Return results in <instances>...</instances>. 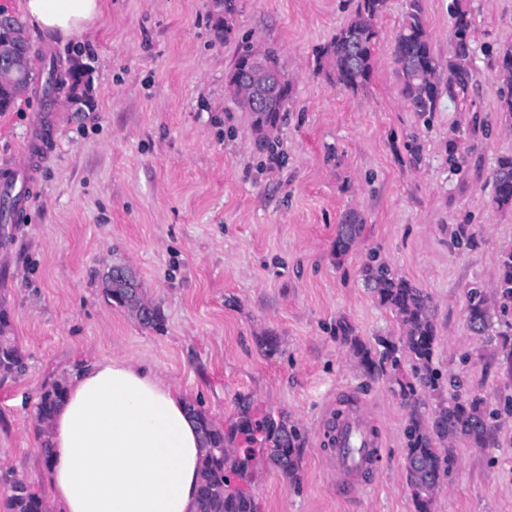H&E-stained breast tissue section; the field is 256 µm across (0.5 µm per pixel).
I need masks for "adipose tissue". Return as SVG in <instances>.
Wrapping results in <instances>:
<instances>
[{"label": "adipose tissue", "mask_w": 512, "mask_h": 512, "mask_svg": "<svg viewBox=\"0 0 512 512\" xmlns=\"http://www.w3.org/2000/svg\"><path fill=\"white\" fill-rule=\"evenodd\" d=\"M99 0H26L32 28L84 31ZM185 395L121 359L85 364L65 381L47 428L53 512H196L205 450Z\"/></svg>", "instance_id": "ef3b65f1"}]
</instances>
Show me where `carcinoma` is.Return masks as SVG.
Returning <instances> with one entry per match:
<instances>
[{"label": "carcinoma", "instance_id": "cac0c4a2", "mask_svg": "<svg viewBox=\"0 0 512 512\" xmlns=\"http://www.w3.org/2000/svg\"><path fill=\"white\" fill-rule=\"evenodd\" d=\"M388 0H358L354 15L315 55V74L341 89L358 91L371 80L377 44V20L386 12ZM472 19L468 10L456 5L450 39L459 45L458 51L444 61L438 57L426 29L422 0H408L405 19L392 43V57L399 80L400 92L408 108L424 116L438 109L440 80H445L448 98H465L473 80L470 67L472 54ZM498 71L503 83L512 86V49L498 58ZM68 70L55 60L44 66L40 87L45 104L54 103L69 81ZM291 96L290 80L279 71L278 85L271 92L260 112L250 113L251 129L258 144L274 148V130L281 113L288 111ZM495 186L494 205L502 210L512 208V156L498 161L492 173ZM363 217L356 210L345 212L336 228L333 252L340 261L352 249L362 233ZM365 286L372 290L379 303L396 317L400 335L383 340V351L356 334L351 323L336 324V338L357 358L364 374L373 379L386 372L392 378L393 392L408 409L404 429L406 472L416 512H433V504L442 479L448 476L456 462L454 442L464 440L474 448L494 444L496 427L493 415L487 412L479 396L445 395V381L434 367L438 340L436 311L431 296L409 279L394 272L377 255L363 269ZM103 293L108 304L142 314L140 322L151 328L161 325L160 311L144 296L137 278L118 282L110 273L102 279ZM495 295L501 306L512 303V249L502 253ZM467 319L470 329L484 335L490 328V305L477 289L469 292ZM8 316L0 313V374L18 375L25 371L24 358L11 337L7 336ZM504 354L502 369L512 376V327L497 333ZM64 395L63 382L55 381L44 388L37 405V422L49 419ZM435 401L430 415L422 411L425 399ZM189 411L197 420L208 448L203 477L198 491L196 512H256L254 499L243 492L227 489L229 474L237 471L236 460L224 449V432L214 426L208 416L195 405ZM299 433L290 428L277 435L268 449L272 464L295 483L298 477ZM4 495L0 512H42L43 498L30 491L27 482L5 475Z\"/></svg>", "mask_w": 512, "mask_h": 512}]
</instances>
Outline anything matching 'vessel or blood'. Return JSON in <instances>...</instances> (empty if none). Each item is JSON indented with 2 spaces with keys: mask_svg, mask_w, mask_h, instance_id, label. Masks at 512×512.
I'll list each match as a JSON object with an SVG mask.
<instances>
[{
  "mask_svg": "<svg viewBox=\"0 0 512 512\" xmlns=\"http://www.w3.org/2000/svg\"><path fill=\"white\" fill-rule=\"evenodd\" d=\"M317 432L328 439L331 450L325 467L337 485L367 491V476L382 462L383 435L378 421L357 397L336 395L327 400L318 416Z\"/></svg>",
  "mask_w": 512,
  "mask_h": 512,
  "instance_id": "obj_1",
  "label": "vessel or blood"
}]
</instances>
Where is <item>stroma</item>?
Returning a JSON list of instances; mask_svg holds the SVG:
<instances>
[{
    "label": "stroma",
    "instance_id": "35a3bbf8",
    "mask_svg": "<svg viewBox=\"0 0 512 512\" xmlns=\"http://www.w3.org/2000/svg\"><path fill=\"white\" fill-rule=\"evenodd\" d=\"M452 0H422L435 52L448 55ZM474 80L465 102L441 98L431 121L405 105L391 51L406 0L378 20L371 82L352 92L314 73V52L356 0H238L235 34L218 39L207 0H101L86 31L63 38L26 28L32 69L54 56L91 72L82 111L45 109L36 89L0 112V172L30 206L0 240V310L25 356L0 377V473L50 498L35 415L43 386L86 363L122 358L151 367L245 452L241 487L257 512H415L406 479L407 410L387 377L368 378L341 345L344 318L362 339L399 335L365 288L377 254L436 306L435 365L490 406L512 396L497 342L467 321L471 288L492 289L512 211L492 203V172L512 155V118L497 56L512 46V0H466ZM275 47L293 80L274 152L260 150L225 76L242 37ZM461 156L452 170L449 155ZM365 220L354 248L332 245L346 210ZM131 266L162 314L144 327L108 305L102 277ZM343 385L384 432L368 494H348L322 470L315 417ZM301 431L298 485L267 455L283 426ZM457 462L434 512H512V417L496 444L455 445Z\"/></svg>",
    "mask_w": 512,
    "mask_h": 512
}]
</instances>
